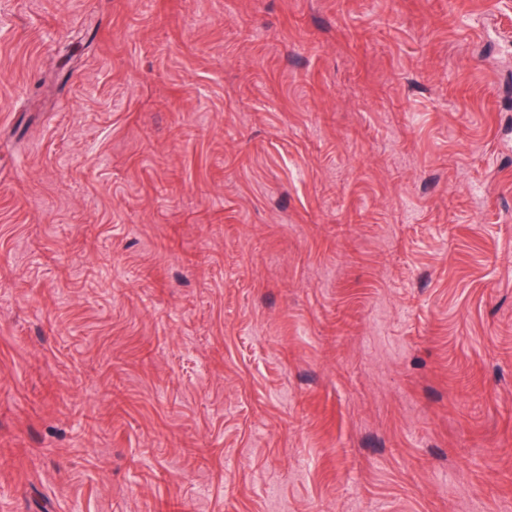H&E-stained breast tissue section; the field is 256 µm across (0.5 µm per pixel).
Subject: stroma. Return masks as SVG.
I'll return each mask as SVG.
<instances>
[{"label": "stroma", "instance_id": "35a3bbf8", "mask_svg": "<svg viewBox=\"0 0 512 512\" xmlns=\"http://www.w3.org/2000/svg\"><path fill=\"white\" fill-rule=\"evenodd\" d=\"M0 512H512V0H0Z\"/></svg>", "mask_w": 512, "mask_h": 512}]
</instances>
